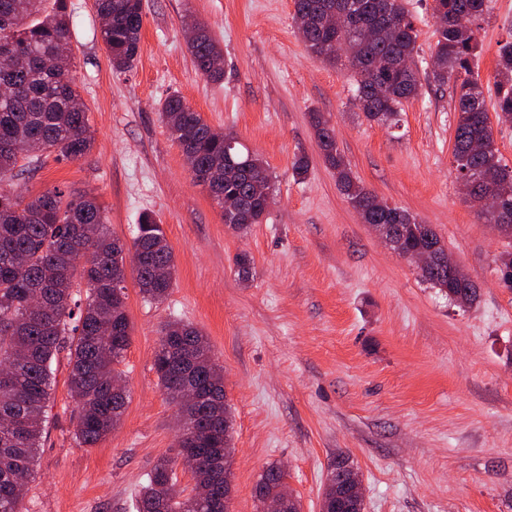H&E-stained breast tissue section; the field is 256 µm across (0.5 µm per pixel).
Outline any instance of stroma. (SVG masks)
Masks as SVG:
<instances>
[{"instance_id":"stroma-1","label":"stroma","mask_w":512,"mask_h":512,"mask_svg":"<svg viewBox=\"0 0 512 512\" xmlns=\"http://www.w3.org/2000/svg\"><path fill=\"white\" fill-rule=\"evenodd\" d=\"M432 0H407L416 18L422 94L398 127L368 121L345 71L308 53L293 0H142L140 53L113 71L94 0H69L71 75L94 144L84 157L30 164L16 191L89 192L111 233L131 242L156 214L177 271L163 302L127 284L132 341L122 368L129 393L120 425L95 447L78 444V410L59 358L51 417L22 512H135L138 490L163 458L178 459L177 407L153 368L164 323L201 329L222 366L234 420L232 512H259L255 486L284 466L301 512H321L338 454L359 471L365 512H512V289L496 256L512 251L460 190L449 87L432 82ZM209 26L224 78L199 75L186 26ZM481 79L512 41V0H490L476 33ZM180 94L214 129L259 154L275 204L244 233L196 184L161 118ZM329 118L354 175L390 204L432 225L470 276L462 307L421 281L340 190L310 121ZM306 155L298 181L291 164ZM249 253V279L235 265Z\"/></svg>"}]
</instances>
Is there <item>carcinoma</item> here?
I'll return each instance as SVG.
<instances>
[{
	"instance_id": "1",
	"label": "carcinoma",
	"mask_w": 512,
	"mask_h": 512,
	"mask_svg": "<svg viewBox=\"0 0 512 512\" xmlns=\"http://www.w3.org/2000/svg\"><path fill=\"white\" fill-rule=\"evenodd\" d=\"M107 19L102 29L112 69L133 67L140 49L141 0H95ZM350 9L347 29L323 27L331 9ZM437 20L431 54L432 78L449 86L456 112L453 160L459 175L479 176L481 191L512 192V167L503 164L487 125L485 99L472 93L478 41L473 26L488 11V0H432ZM67 0H0V178H15L33 160L53 155L78 160L92 148L88 107L75 83L62 84L70 72L72 39ZM293 20L307 50L323 63L346 71L353 97L369 121L396 126L404 103L421 94L418 31L402 0H294ZM196 70L219 81L224 70L213 65L222 53L208 27L188 43ZM497 91L498 120L512 118V42L503 44L491 75ZM386 87L376 95L375 87ZM171 138L194 155L192 179L217 205L234 197L239 208L224 216L236 231L262 223L263 199L272 191V174L257 154L224 142L182 96L171 94L160 108ZM326 164L364 224H389L407 248L434 244L437 233L407 210L388 204L353 175L336 146L334 128L323 113L311 112ZM92 249L90 267L77 264ZM132 248L139 252L135 282L144 301L164 300L173 286L176 264L160 220L143 213ZM421 278L448 293V270L433 268ZM124 249L109 230L97 197L67 194L56 188L34 197L0 186V512H20L33 478L53 387V362L65 354L70 396L79 410L76 441L95 447L122 418L128 394L117 384L119 366L130 346L126 310ZM154 356L159 384L175 404L191 386L200 401L179 408L178 433L197 463L194 478L208 488L202 498L176 489L175 462L162 460L148 474L137 497V512H224L232 498V470L224 453L233 452V418L224 400V375L207 337L174 320L164 325ZM285 501L284 512H300L288 491L287 475L269 467L255 489Z\"/></svg>"
}]
</instances>
